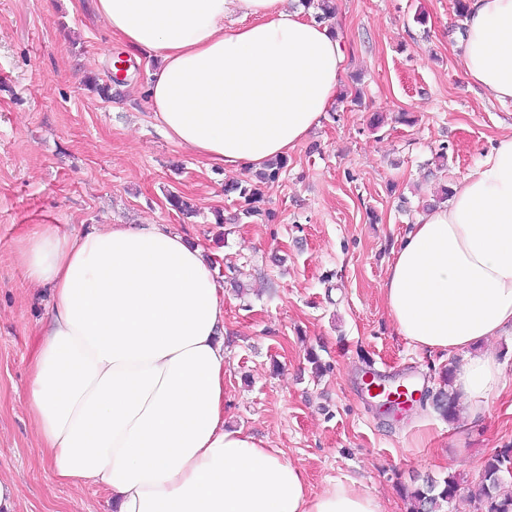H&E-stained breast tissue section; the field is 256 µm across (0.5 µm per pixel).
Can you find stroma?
I'll list each match as a JSON object with an SVG mask.
<instances>
[{
	"instance_id": "1",
	"label": "stroma",
	"mask_w": 512,
	"mask_h": 512,
	"mask_svg": "<svg viewBox=\"0 0 512 512\" xmlns=\"http://www.w3.org/2000/svg\"><path fill=\"white\" fill-rule=\"evenodd\" d=\"M336 5L341 88L360 76L363 102L337 104L264 186L273 220L231 225L215 213L236 173L166 137L147 101L154 63L112 37L92 0H0V475L19 486L17 512H112L100 487L52 480L28 416L49 291L29 284L15 249L37 224L79 235L152 222L202 244L224 289L225 421L282 449L312 492L353 481L383 512H408L402 487L454 474L463 494L442 512H470L464 494L485 459L512 446L511 333L492 342L507 385L485 416L447 420L426 401L397 417L356 386L363 371L398 370L434 393L458 367L396 332L380 288L423 198L512 132V101L464 75L457 0ZM173 194L194 215L174 210Z\"/></svg>"
}]
</instances>
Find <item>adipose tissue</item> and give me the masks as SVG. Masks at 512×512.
<instances>
[{"label":"adipose tissue","instance_id":"adipose-tissue-1","mask_svg":"<svg viewBox=\"0 0 512 512\" xmlns=\"http://www.w3.org/2000/svg\"><path fill=\"white\" fill-rule=\"evenodd\" d=\"M453 51L512 100V0H465ZM113 36L157 67L149 105L166 136L247 174L288 157L339 97L335 30L287 0H93ZM420 213L383 284L397 333L461 360L471 415L505 388L482 343L512 332V134ZM16 260L49 289L27 410L55 479L94 484L115 512H382L353 483L312 493L302 471L224 420V290L201 244L167 224L79 235L40 224Z\"/></svg>","mask_w":512,"mask_h":512}]
</instances>
